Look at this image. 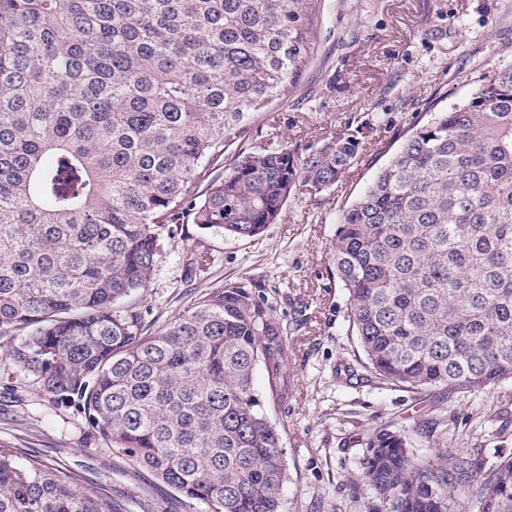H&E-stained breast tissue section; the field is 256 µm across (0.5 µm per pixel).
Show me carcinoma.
<instances>
[{"label": "carcinoma", "mask_w": 512, "mask_h": 512, "mask_svg": "<svg viewBox=\"0 0 512 512\" xmlns=\"http://www.w3.org/2000/svg\"><path fill=\"white\" fill-rule=\"evenodd\" d=\"M309 2L0 0L4 361L209 512H280L286 452L253 377L284 395L287 333L252 279L154 334L143 295L164 226L258 237L358 157L351 137L225 157L308 62ZM331 258L379 383L512 379V64L407 131L340 209ZM415 436L431 454L390 425L367 442L370 512H512V456L485 469L438 416ZM0 512L124 509L0 449Z\"/></svg>", "instance_id": "cac0c4a2"}]
</instances>
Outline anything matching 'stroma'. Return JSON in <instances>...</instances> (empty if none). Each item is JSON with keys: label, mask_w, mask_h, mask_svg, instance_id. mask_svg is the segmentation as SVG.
<instances>
[{"label": "stroma", "mask_w": 512, "mask_h": 512, "mask_svg": "<svg viewBox=\"0 0 512 512\" xmlns=\"http://www.w3.org/2000/svg\"><path fill=\"white\" fill-rule=\"evenodd\" d=\"M314 52L288 98L255 117L247 142L317 148L343 136L360 160L331 189L289 198L282 217L256 238L201 230L184 217L164 237L146 322L158 331L203 295L251 278L288 330V389L269 398L264 370L255 390L268 398L288 460L282 512H368L358 488L366 443L394 424L414 430L438 415L454 444L485 468L512 454V380L481 392L434 388L419 394L371 378L346 322V298L332 275L331 241L342 205L417 118L462 99L492 65L512 63V0H313ZM0 443L74 474L81 489L125 512H208L113 451L84 417L54 405L32 380L0 361Z\"/></svg>", "instance_id": "35a3bbf8"}]
</instances>
